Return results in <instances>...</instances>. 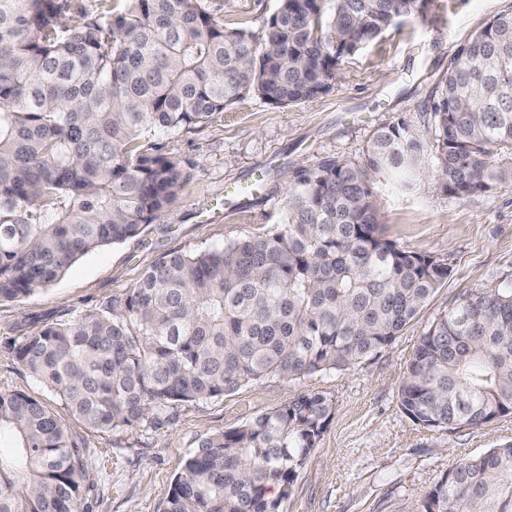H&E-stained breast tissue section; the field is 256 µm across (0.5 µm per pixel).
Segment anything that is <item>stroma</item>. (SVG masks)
Instances as JSON below:
<instances>
[{"label": "stroma", "mask_w": 512, "mask_h": 512, "mask_svg": "<svg viewBox=\"0 0 512 512\" xmlns=\"http://www.w3.org/2000/svg\"><path fill=\"white\" fill-rule=\"evenodd\" d=\"M276 0H224V23L264 33ZM512 0H431L344 59L331 89L288 107L245 97L210 123L159 133L163 152L191 176L163 216L134 240L92 251L53 286L21 303H0V391L37 397L85 448L84 512H163L173 476L202 439L287 405L298 389L324 393L333 408L318 445L279 512H411L463 458L512 440V415L474 428L428 429L402 409L399 386L419 336L463 294L512 279V189L459 200L423 171L406 193L380 190L386 238L447 264L450 275L399 337L355 367L304 386L267 379L223 397L175 405L160 428L101 432L72 417L15 364L7 344L47 323L72 320L131 287L164 252L223 245L279 223L288 172L328 157L361 159L379 126L405 120L424 142L430 112L456 47ZM250 185L243 209L225 212L227 184Z\"/></svg>", "instance_id": "stroma-1"}]
</instances>
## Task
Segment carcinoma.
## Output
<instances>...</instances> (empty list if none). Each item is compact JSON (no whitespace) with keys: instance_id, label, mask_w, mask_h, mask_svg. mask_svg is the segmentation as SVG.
I'll return each mask as SVG.
<instances>
[{"instance_id":"cac0c4a2","label":"carcinoma","mask_w":512,"mask_h":512,"mask_svg":"<svg viewBox=\"0 0 512 512\" xmlns=\"http://www.w3.org/2000/svg\"><path fill=\"white\" fill-rule=\"evenodd\" d=\"M0 0V302L50 287L82 255L140 236L190 179L148 141L204 125L247 94L319 98L341 61L425 0H278L258 38L218 0ZM435 139L376 129L360 160L288 176L282 221L162 254L130 288L9 350L87 427L156 426L175 404L267 378L300 384L393 343L450 275L386 239L377 187H412L431 152L444 193L512 187V11L458 45L432 106ZM432 429L512 415V283L471 292L417 340L399 388ZM331 402L313 390L206 436L165 512H278ZM0 512H81L88 460L38 399L0 391ZM414 512H512V442L450 468Z\"/></svg>"}]
</instances>
